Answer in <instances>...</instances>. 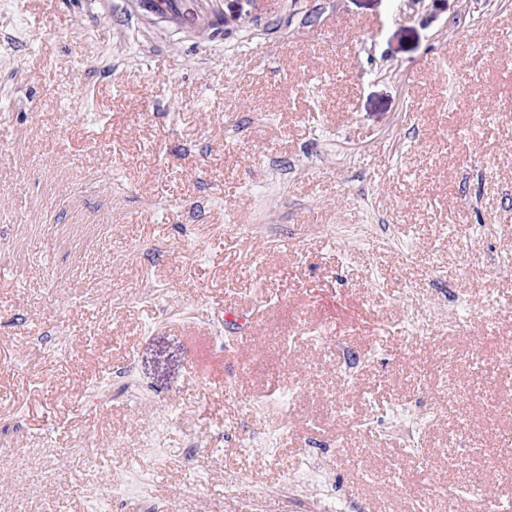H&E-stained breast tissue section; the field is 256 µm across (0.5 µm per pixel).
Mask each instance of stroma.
I'll return each mask as SVG.
<instances>
[{
    "instance_id": "35a3bbf8",
    "label": "stroma",
    "mask_w": 512,
    "mask_h": 512,
    "mask_svg": "<svg viewBox=\"0 0 512 512\" xmlns=\"http://www.w3.org/2000/svg\"><path fill=\"white\" fill-rule=\"evenodd\" d=\"M197 3L0 0V512L512 502V0ZM411 409V407L406 405L397 407L393 411L392 416L393 419L400 425V430L409 443V446L413 447L406 449H408L410 453H414L417 450L415 447L418 446L416 445V438L419 435V431L422 425L433 418L434 412L430 410L429 412L418 414L412 413Z\"/></svg>"
}]
</instances>
